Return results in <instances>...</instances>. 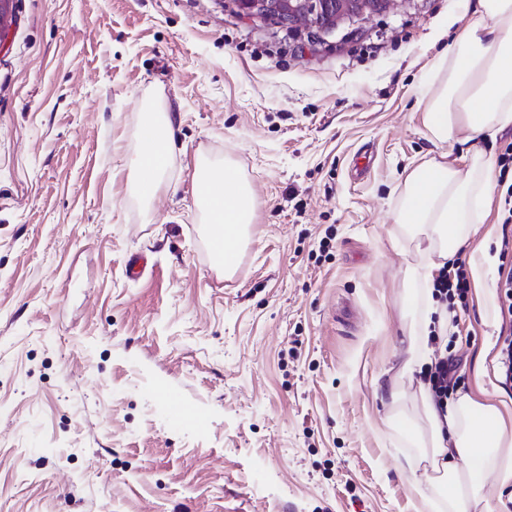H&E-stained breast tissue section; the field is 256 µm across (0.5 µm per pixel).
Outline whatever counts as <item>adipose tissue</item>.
<instances>
[{
	"label": "adipose tissue",
	"instance_id": "ef3b65f1",
	"mask_svg": "<svg viewBox=\"0 0 512 512\" xmlns=\"http://www.w3.org/2000/svg\"><path fill=\"white\" fill-rule=\"evenodd\" d=\"M448 65L435 76L424 107L428 139L437 145L469 144L470 163L460 169L434 159L412 168L396 191L394 216L405 241V304L411 314L405 346L389 386L383 431L412 422L420 452L409 461L421 473L417 489L427 506L443 501L449 512H477L487 475L499 487H512V398L489 393L482 348L473 381L457 389L446 411H439L416 373L430 363L431 325L446 330L448 315L432 297L437 269L461 246L472 243L474 295L483 320H490L493 296L487 288L494 259L484 247L495 231L488 224L496 169L483 143L512 127V0H476L466 29L447 50ZM162 137L160 151L142 142L130 161L132 189L151 200L175 153L170 120L156 106L147 109ZM195 203L203 223L224 229V271L232 273L254 222V192L232 165L202 162L195 175Z\"/></svg>",
	"mask_w": 512,
	"mask_h": 512
}]
</instances>
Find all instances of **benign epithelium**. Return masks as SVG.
<instances>
[{
	"label": "benign epithelium",
	"instance_id": "1",
	"mask_svg": "<svg viewBox=\"0 0 512 512\" xmlns=\"http://www.w3.org/2000/svg\"><path fill=\"white\" fill-rule=\"evenodd\" d=\"M410 0H234L240 14L255 24L276 17L300 34L314 33L322 42L341 41L343 32L381 13H398Z\"/></svg>",
	"mask_w": 512,
	"mask_h": 512
}]
</instances>
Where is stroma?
Wrapping results in <instances>:
<instances>
[{
  "mask_svg": "<svg viewBox=\"0 0 512 512\" xmlns=\"http://www.w3.org/2000/svg\"><path fill=\"white\" fill-rule=\"evenodd\" d=\"M15 11L0 40V512H428L411 426L378 431L404 339L394 189L424 159L469 163L424 128L466 0H411L317 50L231 0ZM148 99L176 151L145 203L127 183ZM203 156L255 194L229 275L194 206ZM498 333L458 310L463 378ZM149 383L204 425H170Z\"/></svg>",
  "mask_w": 512,
  "mask_h": 512,
  "instance_id": "35a3bbf8",
  "label": "stroma"
}]
</instances>
